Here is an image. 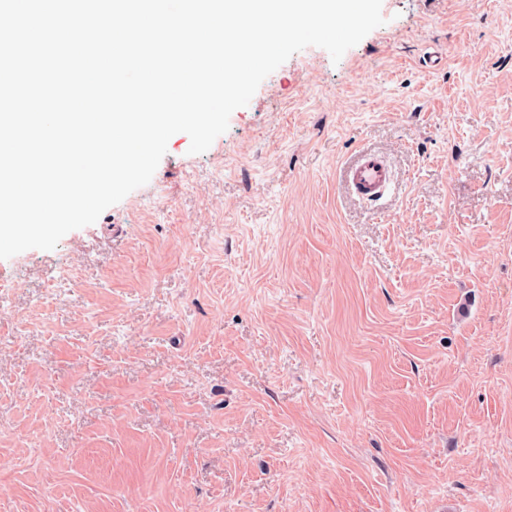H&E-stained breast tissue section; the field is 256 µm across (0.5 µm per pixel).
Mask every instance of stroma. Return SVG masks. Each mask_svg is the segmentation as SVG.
I'll list each match as a JSON object with an SVG mask.
<instances>
[{
  "instance_id": "1",
  "label": "stroma",
  "mask_w": 512,
  "mask_h": 512,
  "mask_svg": "<svg viewBox=\"0 0 512 512\" xmlns=\"http://www.w3.org/2000/svg\"><path fill=\"white\" fill-rule=\"evenodd\" d=\"M381 12L0 259V512H512V0ZM348 186L358 197L378 200L391 186V174L386 162L376 154L362 153L345 168Z\"/></svg>"
}]
</instances>
